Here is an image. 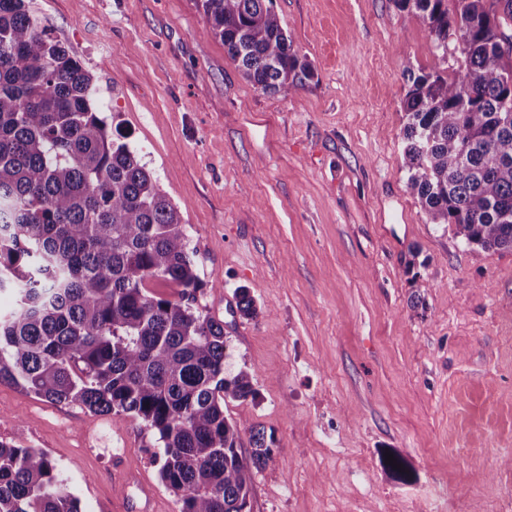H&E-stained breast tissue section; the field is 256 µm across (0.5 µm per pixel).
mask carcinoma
Listing matches in <instances>:
<instances>
[{"label":"carcinoma","instance_id":"1","mask_svg":"<svg viewBox=\"0 0 512 512\" xmlns=\"http://www.w3.org/2000/svg\"><path fill=\"white\" fill-rule=\"evenodd\" d=\"M456 67L411 74L403 109L408 188L433 224L480 253L512 250V0H394ZM253 87L288 95L311 70L273 0H197ZM94 77L26 0H0V384L157 436L179 512H248L251 470L275 441L224 414L256 396L230 369L224 324L199 310L204 282L186 225L122 123L93 107ZM179 288L171 299L154 287ZM243 319L258 316L234 291ZM0 512H80L49 457L0 441Z\"/></svg>","mask_w":512,"mask_h":512}]
</instances>
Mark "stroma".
Here are the masks:
<instances>
[{"instance_id": "1", "label": "stroma", "mask_w": 512, "mask_h": 512, "mask_svg": "<svg viewBox=\"0 0 512 512\" xmlns=\"http://www.w3.org/2000/svg\"><path fill=\"white\" fill-rule=\"evenodd\" d=\"M29 6L177 207L198 306L253 377L255 399L224 408L276 439L250 512H512V251L473 252L408 189L407 78L448 66L427 27L393 0H275L313 75L273 96L196 0ZM241 286L256 319L236 312ZM18 439L81 512H179L141 420L0 384V440Z\"/></svg>"}]
</instances>
